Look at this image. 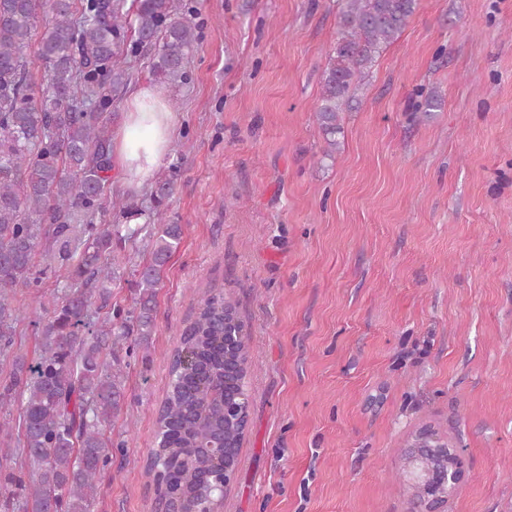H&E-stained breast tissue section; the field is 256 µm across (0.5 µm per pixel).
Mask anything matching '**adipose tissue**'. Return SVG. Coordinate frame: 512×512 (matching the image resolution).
Wrapping results in <instances>:
<instances>
[{"instance_id": "adipose-tissue-1", "label": "adipose tissue", "mask_w": 512, "mask_h": 512, "mask_svg": "<svg viewBox=\"0 0 512 512\" xmlns=\"http://www.w3.org/2000/svg\"><path fill=\"white\" fill-rule=\"evenodd\" d=\"M176 117L163 88L143 85L126 104L125 122L113 135V155L125 185L143 187L165 158Z\"/></svg>"}]
</instances>
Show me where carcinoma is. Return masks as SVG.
<instances>
[{"mask_svg": "<svg viewBox=\"0 0 512 512\" xmlns=\"http://www.w3.org/2000/svg\"><path fill=\"white\" fill-rule=\"evenodd\" d=\"M337 32L315 109L330 157L343 133L340 113L353 109L362 77L407 26L418 0H336ZM37 50L31 51L32 41ZM195 28L182 0H0V347L13 345L16 315L9 293L38 288L50 273L70 282L42 329L31 362L15 355L0 387V411L22 398L17 439L0 448V496L5 512H93L100 481L112 465L107 430L121 412L124 391L119 340L148 343L156 321V293L164 269L183 241V225L160 209L177 169L157 181L145 224H95L112 171V119L131 78L127 59L150 52L154 77L178 88L188 80ZM41 85L30 83L32 66ZM415 111L427 118L441 102L418 91ZM157 224L149 259L137 269L134 306H112L114 269L103 258L115 241ZM69 263L34 270L39 253ZM238 319L236 302L205 290L169 359V382L157 412L160 438L151 449L157 470L174 471L183 499L222 507L202 476L212 460L202 452L225 433L229 451L242 429L224 424V409L207 390L190 399L188 366L224 376V322Z\"/></svg>", "mask_w": 512, "mask_h": 512, "instance_id": "carcinoma-1", "label": "carcinoma"}]
</instances>
